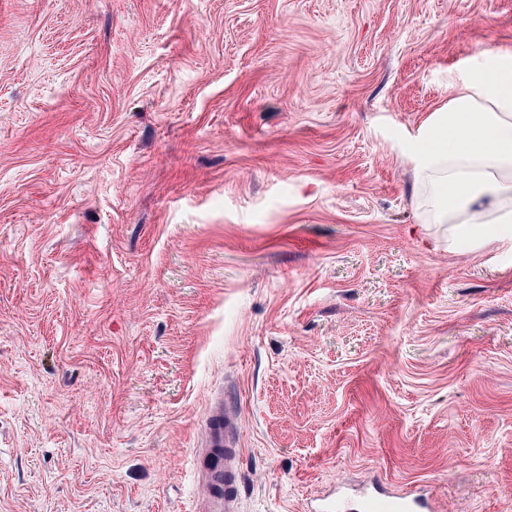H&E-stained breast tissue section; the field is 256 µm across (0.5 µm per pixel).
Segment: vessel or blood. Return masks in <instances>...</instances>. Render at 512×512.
Here are the masks:
<instances>
[{"label": "vessel or blood", "mask_w": 512, "mask_h": 512, "mask_svg": "<svg viewBox=\"0 0 512 512\" xmlns=\"http://www.w3.org/2000/svg\"><path fill=\"white\" fill-rule=\"evenodd\" d=\"M235 428L236 416L223 397H211L205 443L195 457V473L203 487L195 512H241ZM307 512H435V507L425 495L395 491L376 481L356 494L342 491L310 498Z\"/></svg>", "instance_id": "1"}]
</instances>
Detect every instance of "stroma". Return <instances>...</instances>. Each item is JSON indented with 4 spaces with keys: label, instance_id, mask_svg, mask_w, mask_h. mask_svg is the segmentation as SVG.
Masks as SVG:
<instances>
[{
    "label": "stroma",
    "instance_id": "obj_1",
    "mask_svg": "<svg viewBox=\"0 0 512 512\" xmlns=\"http://www.w3.org/2000/svg\"><path fill=\"white\" fill-rule=\"evenodd\" d=\"M512 0H0V512H242L377 474L512 512V238L411 150ZM235 428L236 416L224 407V396H211L205 443L194 460L195 473L203 487L195 512H241L237 465L240 448H235Z\"/></svg>",
    "mask_w": 512,
    "mask_h": 512
}]
</instances>
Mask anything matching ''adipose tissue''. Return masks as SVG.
Instances as JSON below:
<instances>
[{"label":"adipose tissue","mask_w":512,"mask_h":512,"mask_svg":"<svg viewBox=\"0 0 512 512\" xmlns=\"http://www.w3.org/2000/svg\"><path fill=\"white\" fill-rule=\"evenodd\" d=\"M433 224H494L512 236V48L499 49L423 123L413 152Z\"/></svg>","instance_id":"obj_1"}]
</instances>
